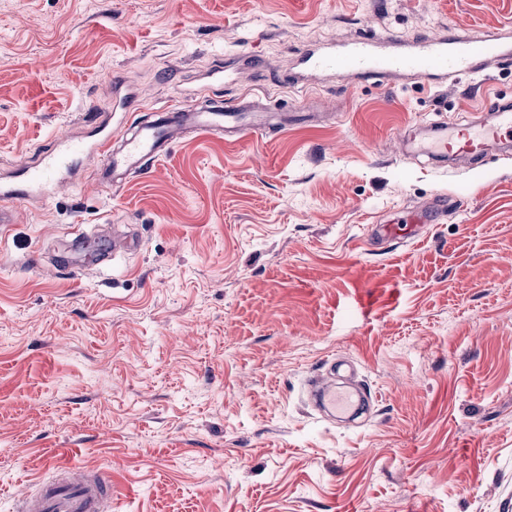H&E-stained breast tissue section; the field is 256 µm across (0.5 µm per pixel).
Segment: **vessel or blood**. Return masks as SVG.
Masks as SVG:
<instances>
[{
  "instance_id": "1",
  "label": "vessel or blood",
  "mask_w": 512,
  "mask_h": 512,
  "mask_svg": "<svg viewBox=\"0 0 512 512\" xmlns=\"http://www.w3.org/2000/svg\"><path fill=\"white\" fill-rule=\"evenodd\" d=\"M304 69L339 78L382 80L410 74L429 82H455L489 64L512 62V29L477 31L462 37L444 30L427 34L411 44L397 37L371 35L326 48L302 47L297 52ZM488 119L464 123L435 122L417 150L432 159L463 156L488 163L492 145L512 138V102L502 98L488 106ZM197 134H218L233 141L264 133L265 125L247 103L216 105L198 110L172 103L156 109L150 119L122 125L104 121L92 139H65L53 152H44L20 181H0V223L13 221V205H27L49 197L56 185L73 172L83 155L100 161L99 180L112 185L129 174H146L154 161L167 157L183 129ZM316 403L331 414H355L362 396L337 382L335 376L318 380ZM24 512H112V483L82 467H70L61 480H42L24 503Z\"/></svg>"
}]
</instances>
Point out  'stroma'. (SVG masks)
<instances>
[{"label": "stroma", "instance_id": "1", "mask_svg": "<svg viewBox=\"0 0 512 512\" xmlns=\"http://www.w3.org/2000/svg\"><path fill=\"white\" fill-rule=\"evenodd\" d=\"M512 25V0H0V179L90 131L121 79L144 107L254 96L305 124L184 132L108 188L99 160L19 207L0 246V512L71 466L112 512H500L512 500V152L482 168L399 138L512 100V64L456 83L330 76L297 49ZM259 59L254 71L246 57ZM445 196L412 240L378 224ZM138 247L84 270L109 235ZM355 362L372 407L305 383ZM314 383L318 386L315 396L319 409L332 415H353L358 412L363 396L358 391L336 382L335 368L330 376L317 379Z\"/></svg>", "mask_w": 512, "mask_h": 512}]
</instances>
